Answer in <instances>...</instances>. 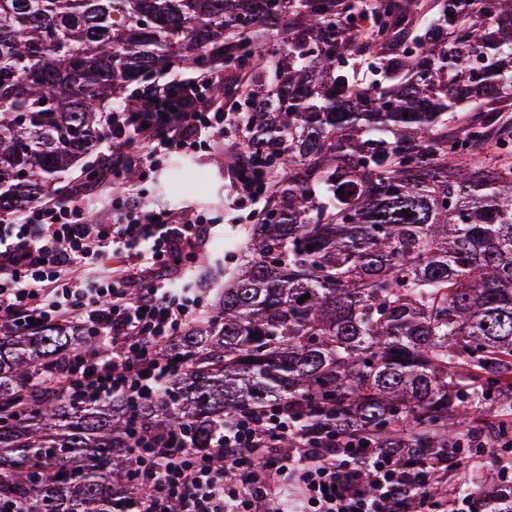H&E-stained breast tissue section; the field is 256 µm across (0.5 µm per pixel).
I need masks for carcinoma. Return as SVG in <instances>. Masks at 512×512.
I'll return each mask as SVG.
<instances>
[{"mask_svg": "<svg viewBox=\"0 0 512 512\" xmlns=\"http://www.w3.org/2000/svg\"><path fill=\"white\" fill-rule=\"evenodd\" d=\"M218 45L261 49L244 149L274 163L269 199L137 417L202 453L224 418L275 403L365 426L408 464L493 450L512 428V131L492 161L458 144L512 102V0H0V222L62 192L133 82L212 68ZM93 346L0 339V503L133 507L125 401L38 389ZM475 487L512 512V486L467 466L457 490Z\"/></svg>", "mask_w": 512, "mask_h": 512, "instance_id": "obj_1", "label": "carcinoma"}]
</instances>
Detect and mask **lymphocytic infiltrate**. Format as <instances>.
<instances>
[{
  "mask_svg": "<svg viewBox=\"0 0 512 512\" xmlns=\"http://www.w3.org/2000/svg\"><path fill=\"white\" fill-rule=\"evenodd\" d=\"M211 76L174 75L137 88L134 110L106 113L112 136L107 169L120 177L132 162L126 150L144 140L142 178L179 151L210 145L242 116L216 107ZM270 187L265 170L240 156L235 188L259 204ZM208 218L178 208L143 209L123 188L106 222H91L82 205L41 204L0 223V335L60 327L94 336L89 351L64 356L43 380L96 401L121 394L131 403L157 398L179 365L170 344L203 312L201 299L172 289L177 270L193 265ZM129 451L137 482L149 493L132 512H254L256 502L299 492L297 512H473L477 494L432 487L431 474L458 470L457 448H421L407 467L375 448L362 429L339 434L297 428L287 407L245 410L224 424L217 454L190 448L178 430L159 432L131 422Z\"/></svg>",
  "mask_w": 512,
  "mask_h": 512,
  "instance_id": "lymphocytic-infiltrate-1",
  "label": "lymphocytic infiltrate"
}]
</instances>
